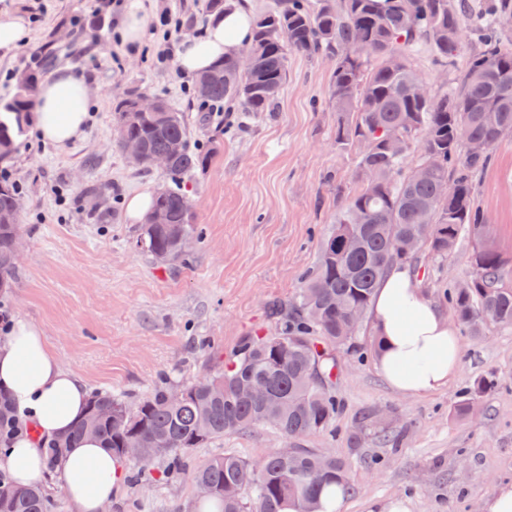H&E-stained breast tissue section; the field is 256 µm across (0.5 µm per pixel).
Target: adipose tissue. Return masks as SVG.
Instances as JSON below:
<instances>
[{
  "label": "adipose tissue",
  "mask_w": 512,
  "mask_h": 512,
  "mask_svg": "<svg viewBox=\"0 0 512 512\" xmlns=\"http://www.w3.org/2000/svg\"><path fill=\"white\" fill-rule=\"evenodd\" d=\"M252 35L247 0H234L223 18L204 34L186 38L178 51L180 70L198 75L224 56L238 53ZM36 133L43 142L66 147L81 139L91 120L89 87L81 75L60 68L39 86ZM382 341L377 365L389 385L406 396H428L448 385L461 358L456 327L420 288L409 269L390 265L370 309ZM0 393L11 402L26 429L0 454V473L18 486L59 478L58 491L72 512H103L121 487L126 468L94 436H83L47 468L40 442L64 436L82 420L90 392L65 369L48 346L42 328L29 320L10 323L0 339Z\"/></svg>",
  "instance_id": "adipose-tissue-1"
}]
</instances>
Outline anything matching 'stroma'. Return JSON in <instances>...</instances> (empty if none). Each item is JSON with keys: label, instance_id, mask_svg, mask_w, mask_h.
I'll return each instance as SVG.
<instances>
[{"label": "stroma", "instance_id": "35a3bbf8", "mask_svg": "<svg viewBox=\"0 0 512 512\" xmlns=\"http://www.w3.org/2000/svg\"><path fill=\"white\" fill-rule=\"evenodd\" d=\"M14 0L30 22L28 43L0 60V98L32 50L56 40L51 67H69L91 88L92 118L83 139L61 149L28 129L8 165L22 191V259L0 307L39 324L61 364L90 390L129 403L162 380L174 388L219 372L244 336L275 328L269 306L288 302L336 220V205L358 185L353 153L336 147L337 115L328 104L331 62L288 56L277 111L204 112L192 77L166 54L162 22L191 15L201 35L206 0H146L149 21L135 54L112 39L117 17L98 16L92 0ZM130 91L167 98L184 112L192 138L211 149L208 164L185 180L201 231L187 263L161 267L140 252L139 225L125 217L128 198L167 187L160 169L128 163L115 146L113 100ZM489 222L487 240L512 268V136L472 175ZM106 189L111 223L96 222L89 186ZM474 243L461 238L444 259H422L417 281L440 306L470 270ZM463 355L447 387L427 397L401 395L376 367L371 323L353 349L337 352L334 431L292 440L271 427L224 435L193 449L191 466L230 454L251 463L282 448H309L350 462L352 487L342 512L366 501H408L411 512H478L496 484L512 481V330L460 331ZM492 377L498 385L472 414L456 412L463 388ZM154 462L139 482L125 481L112 512H193L189 475L166 478Z\"/></svg>", "mask_w": 512, "mask_h": 512}]
</instances>
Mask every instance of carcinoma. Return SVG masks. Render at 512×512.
I'll return each instance as SVG.
<instances>
[{
	"label": "carcinoma",
	"instance_id": "1",
	"mask_svg": "<svg viewBox=\"0 0 512 512\" xmlns=\"http://www.w3.org/2000/svg\"><path fill=\"white\" fill-rule=\"evenodd\" d=\"M467 12L462 0H275L255 16L247 66L229 56L195 82L212 78L206 100L216 108L236 102L243 112L275 111L288 77V54L330 56L329 105L338 115L336 147L355 153L360 187L336 210L332 232L323 241L315 265L307 270L295 295L270 305L274 331L249 338L218 375L182 386L186 396L171 399L168 385L158 386L135 405L108 392L92 394L84 418L62 439L46 444L48 466L94 429L106 448L122 454L136 436L155 447L135 460L131 479L156 460L167 463L173 477L183 473L194 448L256 426H271L289 439L324 432L336 419V377L333 351L350 347L358 334L345 335L348 318L363 321L378 281L393 261L411 265L419 273L417 253L398 249L400 236L412 235L433 258L453 252L463 236L476 241L486 235L488 221L476 204L471 174L488 166L492 152L512 135V0H488L478 15L483 49L470 57L461 83L442 89L423 101L410 94L419 72L409 57L427 47L441 65L462 54ZM54 56L52 44L34 55L27 69L30 81L16 83L12 96L0 98V163L10 161L35 112L38 75L43 61ZM138 92L116 98L115 123L135 111ZM174 119L161 120L152 112L121 124L115 146L136 139L147 158L167 156L163 169L170 186L157 196L155 207L167 210L171 223L141 227L136 245L149 256L169 255L182 263L187 253L180 237L198 236L195 214L183 191L186 177L207 165L210 153L190 146L184 113L161 99ZM398 132L408 138L406 150L394 155L383 146L385 137ZM471 137L487 148L475 155L467 148ZM366 139L376 143L365 155ZM418 152L426 175L418 180L408 168V157ZM457 189L452 199L440 196L441 185ZM21 192L8 177L0 176V279H10L15 235L21 233ZM456 320L473 336L488 324L512 330V272L494 249L477 247L466 278L449 296ZM247 381H261L268 395L248 398L239 394ZM497 387L483 378L461 392L457 412L467 414L474 400ZM103 408L121 413L114 422L99 415ZM208 423L205 435L199 423ZM20 430L7 398L0 396V443ZM351 465L332 454L293 448L267 454L252 465L232 455L217 457L195 468L194 484H206L208 498L222 505L221 512H282L292 503L294 512H319L324 488L350 483ZM0 512H58V503L40 487L18 488L0 476Z\"/></svg>",
	"mask_w": 512,
	"mask_h": 512
}]
</instances>
